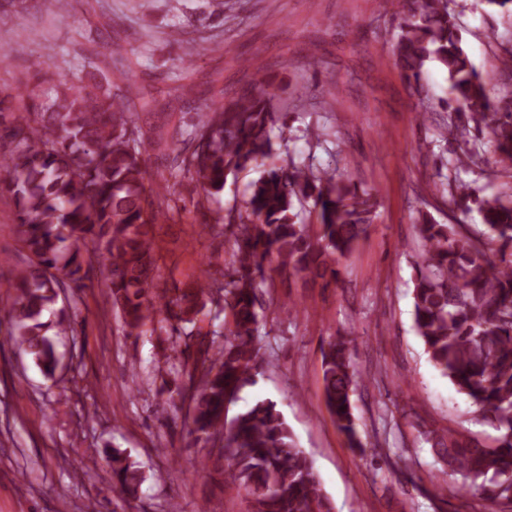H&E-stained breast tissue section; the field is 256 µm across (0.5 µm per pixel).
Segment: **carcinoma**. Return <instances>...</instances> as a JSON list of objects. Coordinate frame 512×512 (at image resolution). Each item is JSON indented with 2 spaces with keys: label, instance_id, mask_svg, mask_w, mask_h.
Instances as JSON below:
<instances>
[{
  "label": "carcinoma",
  "instance_id": "cac0c4a2",
  "mask_svg": "<svg viewBox=\"0 0 512 512\" xmlns=\"http://www.w3.org/2000/svg\"><path fill=\"white\" fill-rule=\"evenodd\" d=\"M397 64L415 84L425 66L447 72L455 117L444 123L459 153L448 161V206L476 209L484 229L438 224L426 213L416 229L423 241L413 286V321L433 366L486 415L500 435L486 445L463 434L432 436L431 451L442 476H458L470 494L469 512H512V197L478 195L464 182L479 159L477 141L487 139L498 163L512 170V93H502L480 73L462 46L461 29L448 0H399ZM60 94L44 104L35 91L0 89V191L14 200L21 241L29 254L13 294L0 308V324L42 373L60 365L54 339L72 329L74 306H58L61 295L85 287L92 258L105 255L107 299L129 333L157 322L167 335L165 364L175 387L169 399L189 396V434L211 447L227 479L250 497L252 512H332L313 462L299 448L276 404L260 400L232 417L225 403L255 384L262 288L272 262L309 281L338 278L336 264L351 254L372 223L371 195L327 169L281 158L273 148L275 93L266 82L225 101L170 136L191 142L179 171L205 196L224 190L228 178L250 167L264 168L249 185L246 214L230 212L232 268L214 286L197 282L155 290L159 248L154 225L168 219L167 179L151 181L133 73L122 85L87 89L57 75ZM25 110L41 120H5ZM318 224L303 223L305 207ZM56 321L42 320L44 313ZM224 318V341L201 326L203 317ZM351 339L338 336L322 350L323 395L348 446L362 448L352 396L365 379L352 360ZM112 483L134 497L145 480L125 452L112 449Z\"/></svg>",
  "mask_w": 512,
  "mask_h": 512
}]
</instances>
